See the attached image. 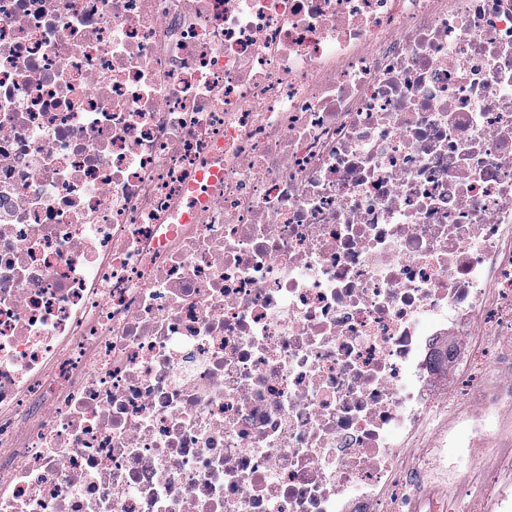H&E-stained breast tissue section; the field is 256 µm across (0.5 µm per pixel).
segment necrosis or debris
<instances>
[{"label": "necrosis or debris", "mask_w": 512, "mask_h": 512, "mask_svg": "<svg viewBox=\"0 0 512 512\" xmlns=\"http://www.w3.org/2000/svg\"><path fill=\"white\" fill-rule=\"evenodd\" d=\"M480 336L512 0H0V512H425Z\"/></svg>", "instance_id": "obj_1"}]
</instances>
